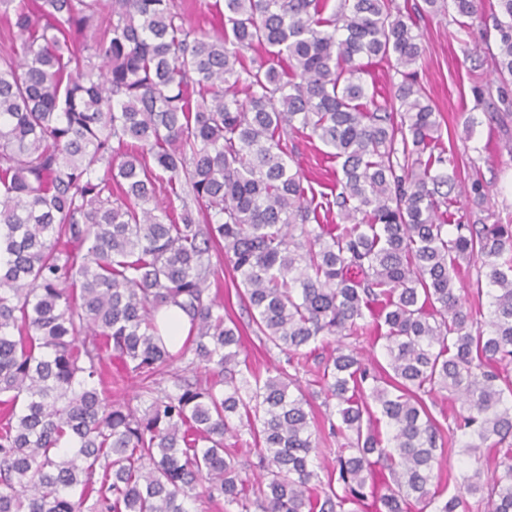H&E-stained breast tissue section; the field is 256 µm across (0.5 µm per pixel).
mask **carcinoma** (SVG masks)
<instances>
[{
	"label": "carcinoma",
	"mask_w": 512,
	"mask_h": 512,
	"mask_svg": "<svg viewBox=\"0 0 512 512\" xmlns=\"http://www.w3.org/2000/svg\"><path fill=\"white\" fill-rule=\"evenodd\" d=\"M446 1L480 16L479 0H339L328 17L329 0H215L210 34L175 0H0L16 33L0 53V512H466L477 493L512 512V224L437 149L415 79L417 19ZM497 4L482 40L499 79L474 93L502 122L512 0ZM376 58L401 76L381 104L360 78ZM300 137L340 161L334 224L291 166ZM460 195L482 216H455ZM475 256L486 321L456 287ZM222 258L284 356L264 378L224 316ZM169 305L187 319L176 350ZM370 325L384 365L342 342ZM109 362L138 405L112 400ZM176 362L196 379L161 387ZM311 362L336 450L290 391ZM443 391L462 409L446 438L427 404ZM244 434L255 478L224 447ZM449 440L497 462L448 475L445 497L430 485ZM158 319L160 326L164 327V335L173 336L175 340L183 336L182 327L185 324V316L179 308L169 306L162 309L158 314Z\"/></svg>",
	"instance_id": "obj_1"
}]
</instances>
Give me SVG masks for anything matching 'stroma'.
I'll return each instance as SVG.
<instances>
[{"instance_id":"1","label":"stroma","mask_w":512,"mask_h":512,"mask_svg":"<svg viewBox=\"0 0 512 512\" xmlns=\"http://www.w3.org/2000/svg\"><path fill=\"white\" fill-rule=\"evenodd\" d=\"M496 0H484L490 17ZM481 18L456 20L453 12L419 22L424 53L415 70L420 85L441 114L442 145L456 153L462 175L479 171L488 182L489 205L501 223H512V123L489 118L490 102L476 103L472 89L494 78V62L481 37ZM296 161L315 192L334 190L340 164L326 157L320 143L299 139Z\"/></svg>"}]
</instances>
